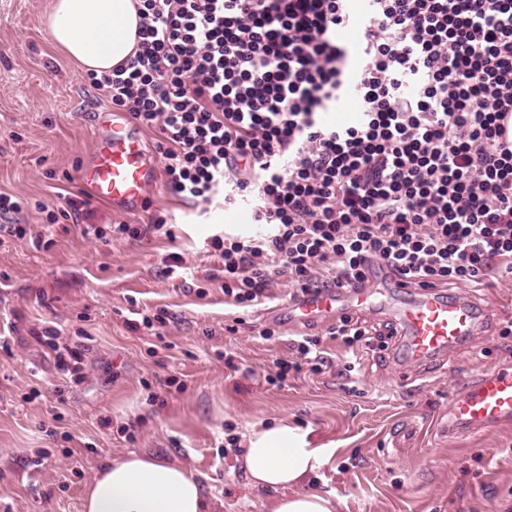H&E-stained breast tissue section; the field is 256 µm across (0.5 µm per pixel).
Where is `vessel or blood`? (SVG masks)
<instances>
[{
	"label": "vessel or blood",
	"instance_id": "b4317fda",
	"mask_svg": "<svg viewBox=\"0 0 512 512\" xmlns=\"http://www.w3.org/2000/svg\"><path fill=\"white\" fill-rule=\"evenodd\" d=\"M81 180L96 201L126 212H139L159 172L144 148L128 113H102L88 165ZM389 309L399 325L401 361L420 367L470 340L479 318L496 317V310L479 309L471 301L431 288L411 291L384 274L372 275L360 288L309 290L270 309V316L289 325L309 324L336 316ZM512 423V367H501L472 378L448 402L442 427L449 434L477 435Z\"/></svg>",
	"mask_w": 512,
	"mask_h": 512
}]
</instances>
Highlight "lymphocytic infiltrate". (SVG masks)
I'll list each match as a JSON object with an SVG mask.
<instances>
[{"instance_id": "f902f5d3", "label": "lymphocytic infiltrate", "mask_w": 512, "mask_h": 512, "mask_svg": "<svg viewBox=\"0 0 512 512\" xmlns=\"http://www.w3.org/2000/svg\"><path fill=\"white\" fill-rule=\"evenodd\" d=\"M138 52L90 84L157 131L182 200L258 198L262 238L210 237L224 294L263 304L360 284L373 263L423 286L512 276V0H139ZM355 27L347 44L338 29ZM413 80L417 89L406 92ZM355 97L359 120L326 112ZM275 382L321 372L289 340Z\"/></svg>"}]
</instances>
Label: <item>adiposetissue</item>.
<instances>
[{
	"mask_svg": "<svg viewBox=\"0 0 512 512\" xmlns=\"http://www.w3.org/2000/svg\"><path fill=\"white\" fill-rule=\"evenodd\" d=\"M136 0H53L45 20L48 40L83 69L103 74L137 50ZM243 456L250 485L292 488L272 512H336L332 495L305 490L322 451L288 426L251 430ZM82 512H216L199 481L181 464L151 455L117 454L86 485Z\"/></svg>",
	"mask_w": 512,
	"mask_h": 512,
	"instance_id": "obj_1",
	"label": "adipose tissue"
}]
</instances>
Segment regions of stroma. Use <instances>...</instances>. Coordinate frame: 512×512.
<instances>
[{
  "mask_svg": "<svg viewBox=\"0 0 512 512\" xmlns=\"http://www.w3.org/2000/svg\"><path fill=\"white\" fill-rule=\"evenodd\" d=\"M52 0H0V192L41 200L49 209L81 201L79 223L50 224L23 207L28 237L0 247V512H81L82 492L112 455L149 453L181 463L218 498L221 512H272L291 488L248 484L239 457L251 428L280 423L305 432L325 462L311 490L334 493L338 512H512V424L475 437L436 426L450 397L479 373L512 365V279L495 276L455 293L500 310L463 346L431 365L400 369V337L384 310L359 315L383 347L330 339L329 321L291 327L266 316L295 289L281 283L247 312L225 301L221 266L207 251L219 232L262 233L254 205L215 198L185 202L158 182L140 213L119 215L90 199L81 172L105 106L85 71L46 38ZM166 231L104 244L85 224L117 220ZM52 240L35 246V236ZM178 254L184 275H166ZM166 309L160 333L130 330V303ZM51 328L59 347L80 351L85 379L56 368V348L37 339ZM275 329L263 339V329ZM320 337L330 360L285 385L268 383L289 339ZM358 360L353 372L346 362ZM38 398H29L31 388ZM409 428L407 445L392 434Z\"/></svg>",
  "mask_w": 512,
  "mask_h": 512,
  "instance_id": "35a3bbf8",
  "label": "stroma"
}]
</instances>
